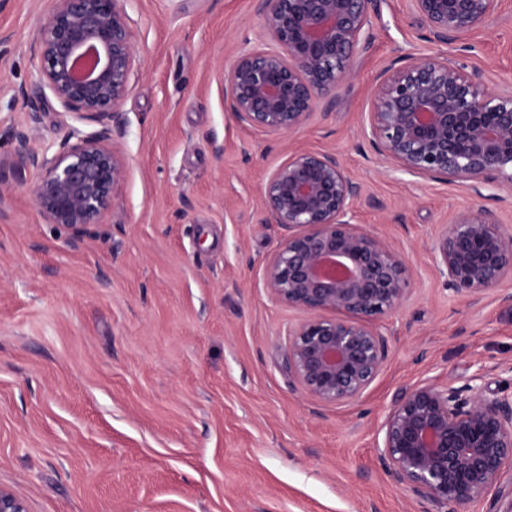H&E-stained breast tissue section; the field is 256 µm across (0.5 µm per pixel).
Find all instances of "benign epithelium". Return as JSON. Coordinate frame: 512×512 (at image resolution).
Masks as SVG:
<instances>
[{
    "label": "benign epithelium",
    "mask_w": 512,
    "mask_h": 512,
    "mask_svg": "<svg viewBox=\"0 0 512 512\" xmlns=\"http://www.w3.org/2000/svg\"><path fill=\"white\" fill-rule=\"evenodd\" d=\"M34 44L35 86L82 120H106L138 75L130 0H52ZM430 40L462 43L489 26L499 0H411ZM378 0H256L274 49L241 54L224 72V110L238 123L290 136L321 104L333 107L353 73L355 52L370 47ZM364 134L376 153L402 171L442 179L482 195L512 191V91L492 92L441 53L411 57L384 70ZM12 166L38 172L35 205L72 243L116 203L128 167L109 144L108 128H70L59 150L30 146L15 134ZM359 186L334 153L292 151L268 178L267 221L287 234L265 260L262 284L305 313L288 330V368L302 393L324 405L357 400L383 371L388 338L378 321L399 312L410 294L403 252L354 223ZM448 288L476 303L496 292L512 308V229L479 208L447 225L429 248ZM379 454L391 479L439 512H466L492 493L497 512H512V391L489 393L422 382L400 392L382 425ZM0 512H28L0 487Z\"/></svg>",
    "instance_id": "benign-epithelium-1"
}]
</instances>
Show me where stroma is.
I'll use <instances>...</instances> for the list:
<instances>
[{"instance_id": "obj_1", "label": "stroma", "mask_w": 512, "mask_h": 512, "mask_svg": "<svg viewBox=\"0 0 512 512\" xmlns=\"http://www.w3.org/2000/svg\"><path fill=\"white\" fill-rule=\"evenodd\" d=\"M50 5L0 0V487L29 512H436L388 476L380 424L424 380L512 384V310L459 299L428 254L480 207L512 228V193L400 171L362 126L379 75L411 55L512 89V0L463 46L431 42L411 0H381L336 108L289 137L224 110L225 69L271 45L254 0H131L141 68L109 123L129 175L75 246L40 215L36 172L8 164L16 129L55 149L70 124L100 128L52 99L28 120ZM292 147L335 152L360 187L356 223L411 264L407 303L381 321L387 365L352 404L301 393L287 353L303 314L261 280L285 235L262 192Z\"/></svg>"}]
</instances>
